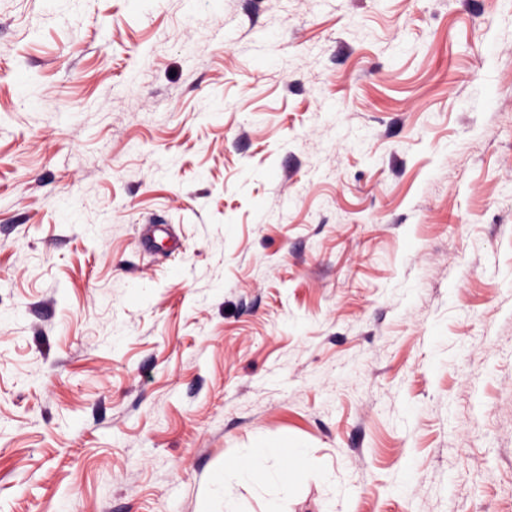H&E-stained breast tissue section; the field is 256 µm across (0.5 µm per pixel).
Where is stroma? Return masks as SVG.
<instances>
[{"instance_id": "35a3bbf8", "label": "stroma", "mask_w": 512, "mask_h": 512, "mask_svg": "<svg viewBox=\"0 0 512 512\" xmlns=\"http://www.w3.org/2000/svg\"><path fill=\"white\" fill-rule=\"evenodd\" d=\"M271 502L512 512V0H0V512ZM277 447L256 448L246 460L237 464V471L241 479L255 484L266 483L271 474L265 468V461L271 455H278Z\"/></svg>"}]
</instances>
